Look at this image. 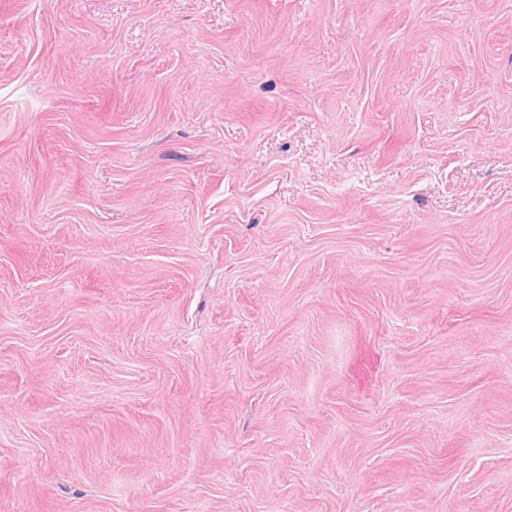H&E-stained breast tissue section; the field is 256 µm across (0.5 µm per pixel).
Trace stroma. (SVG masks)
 I'll list each match as a JSON object with an SVG mask.
<instances>
[{
	"label": "stroma",
	"instance_id": "stroma-1",
	"mask_svg": "<svg viewBox=\"0 0 512 512\" xmlns=\"http://www.w3.org/2000/svg\"><path fill=\"white\" fill-rule=\"evenodd\" d=\"M0 512H512V0H0Z\"/></svg>",
	"mask_w": 512,
	"mask_h": 512
}]
</instances>
